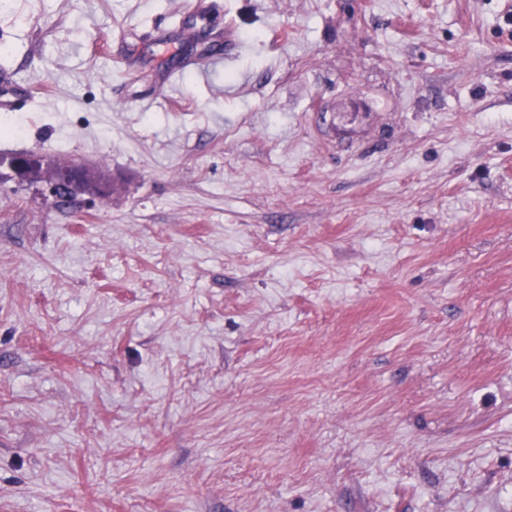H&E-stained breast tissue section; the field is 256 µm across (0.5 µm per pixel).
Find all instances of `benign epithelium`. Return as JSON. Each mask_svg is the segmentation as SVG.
<instances>
[{
	"label": "benign epithelium",
	"instance_id": "benign-epithelium-1",
	"mask_svg": "<svg viewBox=\"0 0 512 512\" xmlns=\"http://www.w3.org/2000/svg\"><path fill=\"white\" fill-rule=\"evenodd\" d=\"M18 186L35 187L47 203L61 199H104L115 189L112 178L102 169L77 162H60L50 156L0 154V175Z\"/></svg>",
	"mask_w": 512,
	"mask_h": 512
}]
</instances>
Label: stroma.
I'll return each mask as SVG.
<instances>
[{
    "label": "stroma",
    "instance_id": "stroma-1",
    "mask_svg": "<svg viewBox=\"0 0 512 512\" xmlns=\"http://www.w3.org/2000/svg\"><path fill=\"white\" fill-rule=\"evenodd\" d=\"M182 2L0 9V512H512V0ZM18 186L35 187L46 203L87 196L104 199L115 189L112 178L102 169L77 162H60L40 154H0V175Z\"/></svg>",
    "mask_w": 512,
    "mask_h": 512
}]
</instances>
